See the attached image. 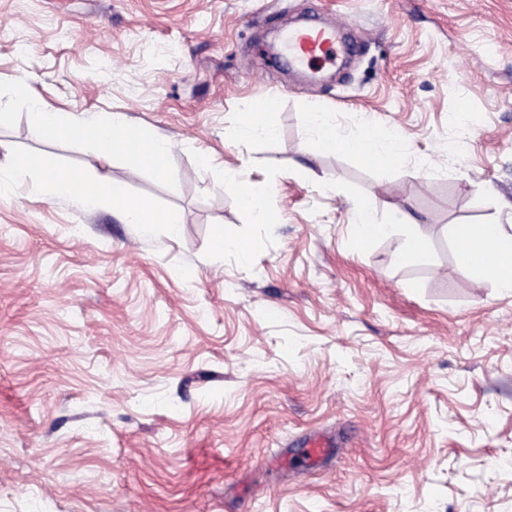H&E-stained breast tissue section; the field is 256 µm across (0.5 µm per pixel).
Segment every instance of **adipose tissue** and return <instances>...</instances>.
Segmentation results:
<instances>
[{
    "instance_id": "adipose-tissue-1",
    "label": "adipose tissue",
    "mask_w": 512,
    "mask_h": 512,
    "mask_svg": "<svg viewBox=\"0 0 512 512\" xmlns=\"http://www.w3.org/2000/svg\"><path fill=\"white\" fill-rule=\"evenodd\" d=\"M17 97L32 112L38 134L46 140L91 139L99 156H120L130 171L146 167L160 178L169 172V160L174 142L162 135L148 132L144 126L127 120L123 115L105 116L98 113L74 114L47 109L27 81L15 87ZM305 127L312 143L321 150H343L352 154L371 151L379 165L389 166L401 158L400 139L385 127L370 132L339 131L331 113L310 112ZM11 168L18 172L38 173L34 185L36 195L46 201L65 198L84 208L112 209L127 224L137 225L144 234L164 228L169 236H177L179 224L169 214L160 212L147 197L132 195L126 185L112 179L79 178L60 171L48 157H14ZM225 184L235 186L240 204L249 218L259 224H274L281 217L268 205L270 187L241 182L237 172L224 168ZM352 233L357 241L399 237L395 258L404 265L414 263L426 250L406 212L391 211L387 218L377 216L373 206L357 207L352 218ZM452 238L459 264L468 277L489 283L500 293H512V231L498 223L456 224Z\"/></svg>"
}]
</instances>
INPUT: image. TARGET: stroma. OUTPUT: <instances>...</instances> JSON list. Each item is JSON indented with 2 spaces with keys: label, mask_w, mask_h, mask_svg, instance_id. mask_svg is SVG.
<instances>
[{
  "label": "stroma",
  "mask_w": 512,
  "mask_h": 512,
  "mask_svg": "<svg viewBox=\"0 0 512 512\" xmlns=\"http://www.w3.org/2000/svg\"><path fill=\"white\" fill-rule=\"evenodd\" d=\"M306 15L351 51L283 67ZM21 79L169 136V177L37 137ZM0 103L1 165L44 154L180 221L145 238L28 175L0 198V512H512V295L450 236L512 211V0H0ZM312 108L395 128L402 161L317 149ZM258 110L275 138L235 139ZM226 166L280 223L248 222ZM359 204L412 215L424 257L357 243Z\"/></svg>",
  "instance_id": "stroma-1"
}]
</instances>
